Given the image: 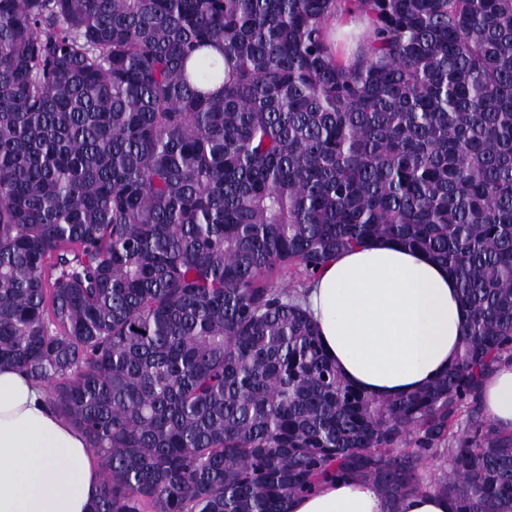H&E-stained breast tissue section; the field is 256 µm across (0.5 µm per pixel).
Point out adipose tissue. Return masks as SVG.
<instances>
[{
    "label": "adipose tissue",
    "mask_w": 512,
    "mask_h": 512,
    "mask_svg": "<svg viewBox=\"0 0 512 512\" xmlns=\"http://www.w3.org/2000/svg\"><path fill=\"white\" fill-rule=\"evenodd\" d=\"M307 307L327 355L377 398L418 390L448 369L467 321L456 279L422 251L387 240L338 255L312 279ZM485 408L512 431V361L484 379ZM98 459L46 392L0 367V512H91ZM369 482L334 478L296 497L290 512H387Z\"/></svg>",
    "instance_id": "adipose-tissue-1"
}]
</instances>
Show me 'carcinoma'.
I'll return each instance as SVG.
<instances>
[{"instance_id": "obj_1", "label": "carcinoma", "mask_w": 512, "mask_h": 512, "mask_svg": "<svg viewBox=\"0 0 512 512\" xmlns=\"http://www.w3.org/2000/svg\"><path fill=\"white\" fill-rule=\"evenodd\" d=\"M339 13L369 27L347 62ZM380 239L468 313L383 400L278 280ZM504 359L512 0H0V366L83 433L93 512H289L329 476L512 512ZM482 399L495 424L505 432L512 431V361H503L484 379Z\"/></svg>"}]
</instances>
